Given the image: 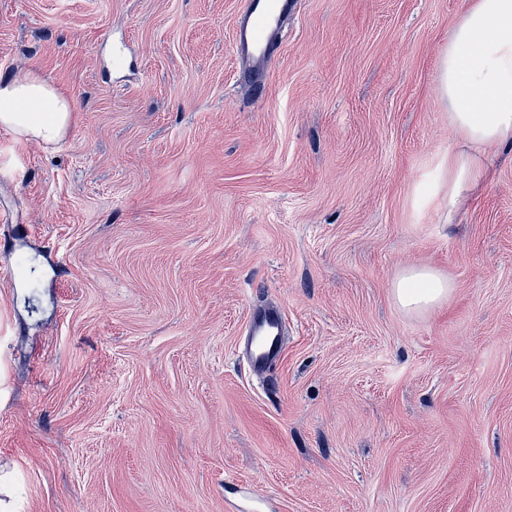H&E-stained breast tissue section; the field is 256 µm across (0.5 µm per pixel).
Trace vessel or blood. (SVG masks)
Listing matches in <instances>:
<instances>
[{
	"label": "vessel or blood",
	"instance_id": "vessel-or-blood-1",
	"mask_svg": "<svg viewBox=\"0 0 512 512\" xmlns=\"http://www.w3.org/2000/svg\"><path fill=\"white\" fill-rule=\"evenodd\" d=\"M296 8L297 0H244L235 29V57L254 93L264 89L267 65L276 51L275 36ZM247 331L249 369L256 375L266 374L283 348V318L275 308H257Z\"/></svg>",
	"mask_w": 512,
	"mask_h": 512
}]
</instances>
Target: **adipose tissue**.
I'll use <instances>...</instances> for the list:
<instances>
[{
	"label": "adipose tissue",
	"instance_id": "1",
	"mask_svg": "<svg viewBox=\"0 0 512 512\" xmlns=\"http://www.w3.org/2000/svg\"><path fill=\"white\" fill-rule=\"evenodd\" d=\"M439 94L454 143L438 165L439 183L421 184L419 191L444 201L453 216L489 178L499 149L512 147V0H466L440 60ZM73 122L69 97L38 71L0 80V127L24 141L56 146ZM392 288L409 313L440 303L450 291L425 266L408 268Z\"/></svg>",
	"mask_w": 512,
	"mask_h": 512
}]
</instances>
